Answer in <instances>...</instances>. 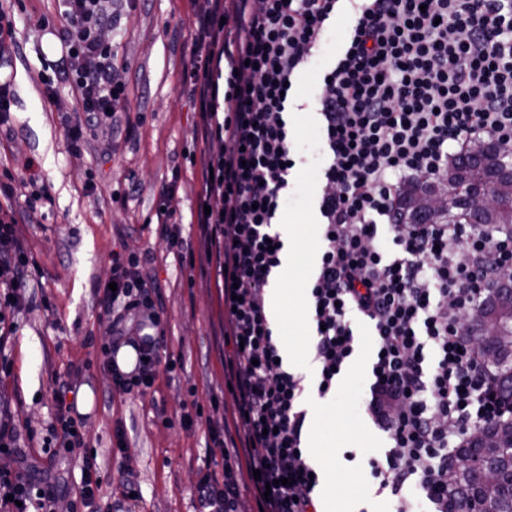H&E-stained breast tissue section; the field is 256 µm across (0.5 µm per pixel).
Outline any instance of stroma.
<instances>
[{
	"label": "stroma",
	"instance_id": "stroma-1",
	"mask_svg": "<svg viewBox=\"0 0 512 512\" xmlns=\"http://www.w3.org/2000/svg\"><path fill=\"white\" fill-rule=\"evenodd\" d=\"M20 48L0 67L9 79L16 105L0 125V183L16 178L15 158L37 156L51 198L28 212L22 197L12 198L22 213L23 244L33 263L28 301L15 311V336L0 343V416L16 423L13 448L0 452V470L25 468L37 483L56 486L53 512H105L118 498L113 448L123 429L126 452L137 472L136 512H196L198 472L214 445L211 434L224 431V338L221 308L214 288L215 268L180 266L168 254L157 224L159 206L190 212L197 204V172L190 163L194 106L180 90L189 54L186 0H144L140 11L121 20L115 37L129 66L121 77L141 106L143 122L133 135L123 124L104 123L88 136L81 154L71 151L59 113L43 101L38 73L61 56L51 37L30 21L31 12L56 15V0H11ZM330 63L327 50H316L295 77L288 123L296 134L297 165L277 218L283 233L307 243L308 254L281 267L282 280L313 271L319 250L318 174L325 157L317 142V106L312 82ZM181 171L178 194L162 201L157 189ZM139 191L120 202L128 181ZM150 252L147 270L157 287L171 349L183 366L168 375L156 401L126 403L112 398V377L100 349L112 336L98 301L110 280L115 252ZM356 364L341 394L319 407L318 441L322 474L333 482L319 484L321 497L345 502L349 512H395L391 497L377 494L370 459L384 458L387 444L363 411L370 331L357 324ZM310 327L303 314L287 313L278 329L280 345L295 353L298 375L311 365ZM75 380L76 401L85 424L86 453L96 455L101 480L95 506L76 498L82 456L61 448L56 423V391ZM196 402L192 424L181 420L182 406Z\"/></svg>",
	"mask_w": 512,
	"mask_h": 512
}]
</instances>
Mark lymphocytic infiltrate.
<instances>
[{"mask_svg": "<svg viewBox=\"0 0 512 512\" xmlns=\"http://www.w3.org/2000/svg\"><path fill=\"white\" fill-rule=\"evenodd\" d=\"M341 0H188L194 19L181 88L197 105L192 163L199 169L196 210L159 212L167 251L193 250L184 222L209 243L224 313V384L230 407L221 453L198 473V512H241L251 494L258 512H318V478L303 453L307 411L301 376L279 365L266 291L281 266L275 231L296 165L286 82L325 44ZM352 20L332 65L315 79L325 166L320 175L321 246L307 283L306 310L317 330L310 356L322 381L336 379L358 347L355 322L373 337L365 412L385 437L372 462L380 490L413 512L428 501L448 512V447L512 413L497 397V375L459 323L512 272V226L409 224L404 188L442 177L453 156L494 134L512 145V0H350ZM112 0H59L55 19L38 16L62 56L39 74L48 106L62 112L73 152L88 132L133 98L119 74L128 64L103 32ZM68 85L73 104L57 88ZM0 194L29 208L48 198L36 157ZM19 218L0 205V342L15 334L13 310L32 275ZM116 290L98 306L112 323L109 352L132 346L129 372L111 366L112 394L155 395L181 358L166 341V320L140 257L112 256ZM53 484L34 487L21 471H0V512H51Z\"/></svg>", "mask_w": 512, "mask_h": 512, "instance_id": "f902f5d3", "label": "lymphocytic infiltrate"}]
</instances>
